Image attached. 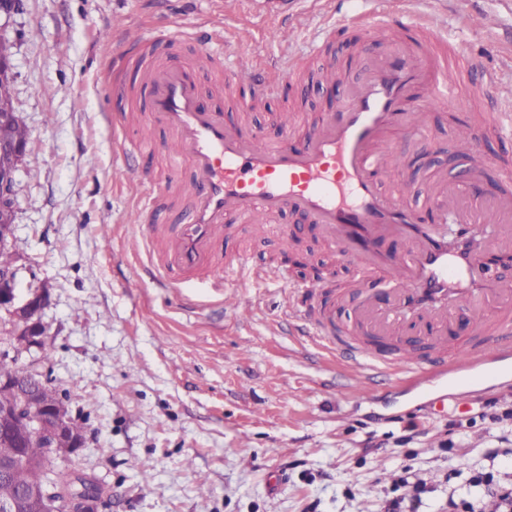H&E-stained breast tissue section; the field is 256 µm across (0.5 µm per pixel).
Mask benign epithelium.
Masks as SVG:
<instances>
[{
  "mask_svg": "<svg viewBox=\"0 0 512 512\" xmlns=\"http://www.w3.org/2000/svg\"><path fill=\"white\" fill-rule=\"evenodd\" d=\"M24 148L0 138V248L11 246L14 237L13 191L15 174ZM48 294L37 288L23 294L17 288L16 268L0 270V311L12 322V350H3L1 357L12 360L31 348H42L47 337L43 309ZM0 383L12 387L19 399L12 406H0V440H10L23 448L36 441L47 454L69 458L85 445V436L71 425L69 407L59 395L45 399L41 395L44 380L29 370L19 371ZM12 480L18 495L35 512H105L112 494L108 487L78 471H71L66 481L47 491L35 479L19 453L9 461L0 460V477Z\"/></svg>",
  "mask_w": 512,
  "mask_h": 512,
  "instance_id": "obj_1",
  "label": "benign epithelium"
}]
</instances>
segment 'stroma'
I'll list each match as a JSON object with an SVG mask.
<instances>
[{
    "label": "stroma",
    "mask_w": 512,
    "mask_h": 512,
    "mask_svg": "<svg viewBox=\"0 0 512 512\" xmlns=\"http://www.w3.org/2000/svg\"><path fill=\"white\" fill-rule=\"evenodd\" d=\"M405 14L428 18L449 48L481 60L487 83H512V0H21L0 13L12 63L13 108L38 148L19 163L14 184L21 290L44 288L50 359L24 353L20 366L52 380L84 426V448L67 459L112 490L110 512H378L407 494L403 471L425 480L419 512H448V500L475 494L473 471L512 483V358L486 377L412 372L350 389L343 359L293 335L288 293L303 280L231 277L234 299L164 287L133 250L131 211L142 189L116 179L128 160L106 119L130 86L132 65L115 64L106 33L125 20L145 34L163 24L192 28L173 55L197 58L200 39L218 33L228 62L292 64L288 84L242 111L232 91L210 95L217 72L200 80L209 107L226 120L282 136L279 116L299 113L295 138L334 112L308 61L319 49L338 71L359 74L369 24ZM493 94L448 109L426 107L428 138L389 134L420 172L401 202L423 208L436 172L452 173V143L468 110L494 109ZM299 253L358 284L354 262L295 217ZM248 249L268 263L274 234L251 240L232 224L225 255ZM495 449L489 458L487 449Z\"/></svg>",
    "instance_id": "1"
}]
</instances>
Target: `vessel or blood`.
<instances>
[{
	"instance_id": "obj_1",
	"label": "vessel or blood",
	"mask_w": 512,
	"mask_h": 512,
	"mask_svg": "<svg viewBox=\"0 0 512 512\" xmlns=\"http://www.w3.org/2000/svg\"><path fill=\"white\" fill-rule=\"evenodd\" d=\"M178 39L170 29L145 35L137 27L123 29L113 54L122 61L138 60L146 46H165ZM442 39L426 30L422 42L410 46L388 40L384 53L368 58L363 77L351 78L350 90L338 112L327 116L299 145L269 143L259 132L242 133L224 114L202 103L195 66L176 60H154L141 82L149 101L138 118L142 125L164 126L172 135L166 150L173 169L188 168L182 186L188 206L173 226L157 223L158 202L169 191V180L141 174L143 193L138 213L150 216L142 225L145 240L157 243L150 260L157 278L168 287L188 282L227 295L229 274L253 270L250 254L223 259L227 220L254 221L291 212L314 224L337 252L349 255L370 276L389 281L386 301L362 296L350 321L351 344L339 346L335 322L291 307L300 335L322 348L343 351L351 370H410L448 373L455 370L449 352L465 351L461 366L473 369L512 357V284L486 277L482 253L512 249V226L499 222L512 216V164L500 162L507 189L488 206L452 183L432 205L436 221L424 224L417 212L384 191L382 180L400 169V158L388 139L392 128L408 135L424 134L414 108L421 102L463 104L483 85L474 82L477 58L461 52L437 54ZM204 55L224 67L227 83L247 88L252 97L272 92L286 72L277 64L225 66L224 47L202 44ZM512 114L493 112L457 133L460 155L469 175L487 162L480 143L502 135ZM452 224L461 246L452 248L437 230ZM398 239L399 253L383 252L379 243ZM470 321L467 336L450 329L459 315ZM419 325L431 347L425 355L406 360L401 334Z\"/></svg>"
}]
</instances>
